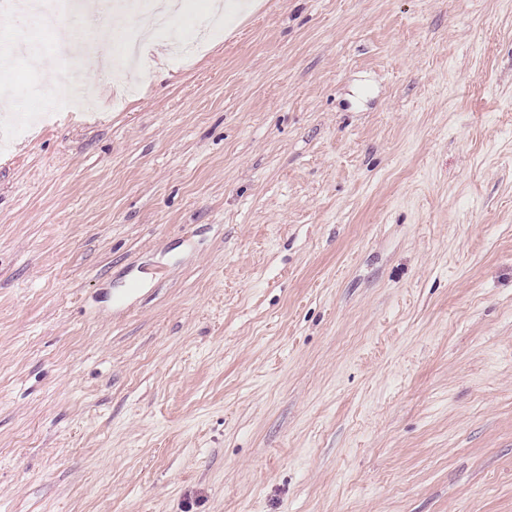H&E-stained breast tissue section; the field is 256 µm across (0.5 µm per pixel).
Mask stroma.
<instances>
[{"mask_svg": "<svg viewBox=\"0 0 512 512\" xmlns=\"http://www.w3.org/2000/svg\"><path fill=\"white\" fill-rule=\"evenodd\" d=\"M210 3L0 17V512H512V0Z\"/></svg>", "mask_w": 512, "mask_h": 512, "instance_id": "obj_1", "label": "stroma"}]
</instances>
